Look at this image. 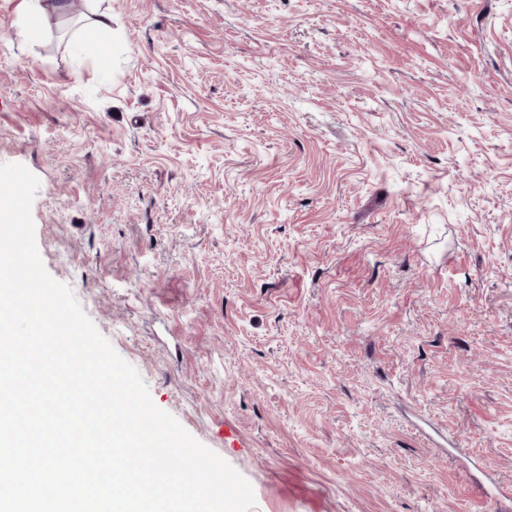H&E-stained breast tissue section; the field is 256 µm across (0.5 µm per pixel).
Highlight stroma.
Masks as SVG:
<instances>
[{"mask_svg":"<svg viewBox=\"0 0 512 512\" xmlns=\"http://www.w3.org/2000/svg\"><path fill=\"white\" fill-rule=\"evenodd\" d=\"M56 4L0 164L156 407L252 512H512V0Z\"/></svg>","mask_w":512,"mask_h":512,"instance_id":"obj_1","label":"stroma"}]
</instances>
